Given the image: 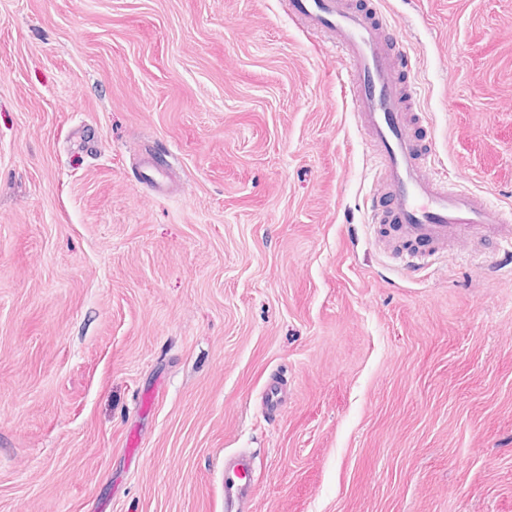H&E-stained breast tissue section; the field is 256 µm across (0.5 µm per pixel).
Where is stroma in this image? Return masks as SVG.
<instances>
[{
    "mask_svg": "<svg viewBox=\"0 0 512 512\" xmlns=\"http://www.w3.org/2000/svg\"><path fill=\"white\" fill-rule=\"evenodd\" d=\"M358 6L512 205V0ZM345 78L281 0H0V512H224L239 453L247 512H512V265L374 244ZM253 463L250 457L239 455L228 466L224 463V511L233 512L229 504L235 500L248 501L253 493Z\"/></svg>",
    "mask_w": 512,
    "mask_h": 512,
    "instance_id": "1",
    "label": "stroma"
}]
</instances>
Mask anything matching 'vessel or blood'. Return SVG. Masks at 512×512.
Segmentation results:
<instances>
[{"label": "vessel or blood", "mask_w": 512, "mask_h": 512, "mask_svg": "<svg viewBox=\"0 0 512 512\" xmlns=\"http://www.w3.org/2000/svg\"><path fill=\"white\" fill-rule=\"evenodd\" d=\"M283 2L294 21L326 37L349 66L342 93L379 163L371 223L398 225L408 268L447 257L460 240L512 246L511 207L493 208L486 196L435 170L432 148L417 135L410 111L417 89L402 36L350 0ZM252 474L244 455L225 467V503L251 498Z\"/></svg>", "instance_id": "b4317fda"}]
</instances>
